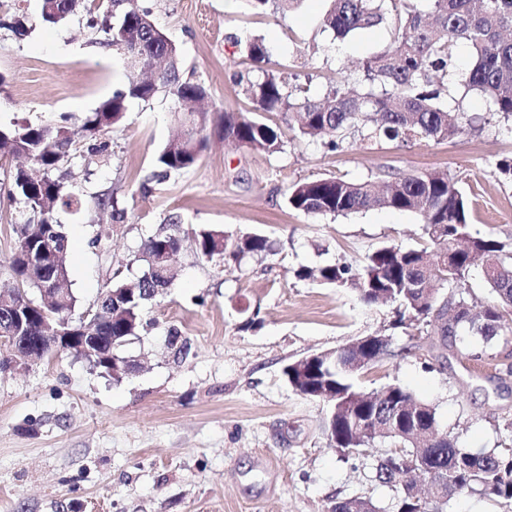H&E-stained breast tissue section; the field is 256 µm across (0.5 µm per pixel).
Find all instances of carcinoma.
<instances>
[{"label": "carcinoma", "mask_w": 512, "mask_h": 512, "mask_svg": "<svg viewBox=\"0 0 512 512\" xmlns=\"http://www.w3.org/2000/svg\"><path fill=\"white\" fill-rule=\"evenodd\" d=\"M43 21L58 24L78 7L77 0H42ZM249 10L263 15L284 12L300 0H246ZM430 11L418 7V0H329L325 28L344 39L362 29L376 27L391 19L394 36L382 52L366 57L360 66L363 87L346 83L333 87L316 99L288 83L270 66V50L264 38L252 35L234 39L249 69L239 75L245 95L255 113L224 112L220 125L224 139L253 152L273 156L283 151L280 127L262 119L265 113L281 112L297 124L303 136L325 140L336 151L350 136L373 143L407 144L413 140L445 141L463 134L469 120L461 112H450L439 102L440 94L458 68L454 47L469 51L467 86L479 91L494 111L512 118V0H428ZM112 9L99 26L101 44L112 48L126 68L129 61L150 73L131 80L90 113L82 131L93 137L121 124L132 100L147 101L161 88L174 96L181 112L198 109L206 89L181 79L180 55L147 10L133 0H111ZM201 125L168 141L156 158L155 169L146 183L161 184L173 175L193 168L208 146L207 130L211 112L200 113ZM75 144L67 118L32 124L14 120L0 124V156L24 154L41 171L34 177L18 167L12 173L8 200L23 203L25 213L15 225V241L9 269L16 281L17 298L35 302L36 289L53 279L65 289L56 315L74 311L77 297L71 289L68 271L69 237L55 217L57 207L79 209L80 198L68 193L54 177ZM288 206L308 215L345 216L374 207H389L416 214L424 237L433 248L387 245L369 253L362 266L335 263L318 270V281L334 288L349 289L366 305L396 306L395 328L433 326L440 346L463 331L485 341H512V241L491 236H474L468 231L470 202L444 171L416 175L387 174L364 181L330 176L295 182L286 188ZM196 251L203 256L239 262L247 256L272 250L266 236L253 233L229 234L219 229L203 230L195 236ZM181 239L159 233L141 249L145 268L155 267L149 277L111 286L108 312L99 328L103 346L125 359L131 341L140 339L145 305L173 284L170 262L152 263L165 252L176 253ZM482 269L494 300L475 301L467 287L474 267ZM356 359L352 351L336 350L331 356L303 368L288 364L283 374L299 396L318 398L327 390L328 414L324 429L332 447L358 456L378 455L376 479L396 491L393 512H444L454 495L476 493L488 498L505 512H512V444L503 443L491 451H471L457 445V437L437 427L436 409L419 401L402 386L382 387L383 399L355 385L360 371L346 372L340 364ZM390 450L377 454V448ZM399 449L403 467L394 461ZM431 473L437 494L408 510L410 487L403 474L408 466ZM366 509L379 512L362 497L337 500L328 512Z\"/></svg>", "instance_id": "carcinoma-1"}]
</instances>
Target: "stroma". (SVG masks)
Segmentation results:
<instances>
[{"label": "stroma", "mask_w": 512, "mask_h": 512, "mask_svg": "<svg viewBox=\"0 0 512 512\" xmlns=\"http://www.w3.org/2000/svg\"><path fill=\"white\" fill-rule=\"evenodd\" d=\"M138 5L177 45L182 80L204 85L212 110L252 109L234 80L246 68L234 38L262 36L272 62L317 98L393 39L382 24L337 42L322 23L327 0L275 15L253 14L241 0ZM15 11L28 20L22 38L1 23ZM99 39L85 10L49 24L40 0H0V122L65 114L79 126L128 82ZM468 66L461 52L441 103L480 117L481 129L451 140L357 142L332 152L322 139L286 129L283 152L269 157L224 143L213 128L196 167L146 193L141 183L179 127L168 91L131 102L126 121L96 139L77 138L65 186L83 207L56 212L73 245L77 311L140 276L143 243L172 214L183 239L177 277L148 305L143 339L130 348L141 369L121 383L70 355L0 373V512H328L331 501L355 496L388 512L395 493L376 480L375 459L330 447L326 405L298 396L283 374L295 359L375 334L390 337L398 355L363 370V389L400 384L435 407L460 447L499 446L498 424L512 418V344L461 336L441 350L434 329L393 327L392 307L369 308L352 292L295 275L338 261L360 266L383 245H419V218L389 208L311 216L284 201L287 186L318 177L444 171L476 198L470 233L512 239V182L495 171L512 155V120L467 91ZM98 194L118 199L124 223L95 205ZM209 228L261 233L273 250L238 264L207 258L194 237ZM104 229L108 238L98 239ZM172 327L188 342L186 358L174 359L167 346Z\"/></svg>", "instance_id": "1"}]
</instances>
